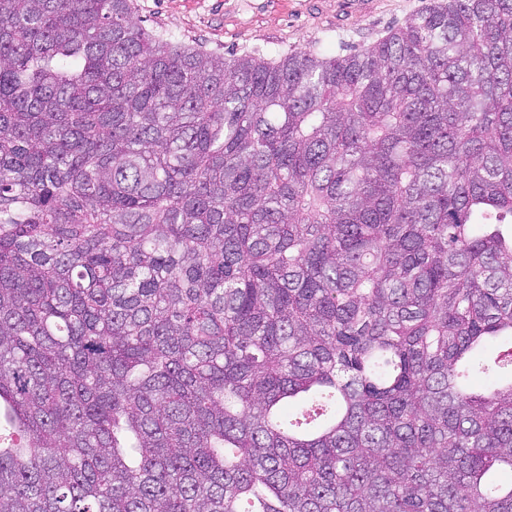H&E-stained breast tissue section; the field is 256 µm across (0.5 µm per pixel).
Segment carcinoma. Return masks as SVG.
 Masks as SVG:
<instances>
[{
	"label": "carcinoma",
	"mask_w": 512,
	"mask_h": 512,
	"mask_svg": "<svg viewBox=\"0 0 512 512\" xmlns=\"http://www.w3.org/2000/svg\"><path fill=\"white\" fill-rule=\"evenodd\" d=\"M0 512H512V0L215 54L0 0Z\"/></svg>",
	"instance_id": "cac0c4a2"
}]
</instances>
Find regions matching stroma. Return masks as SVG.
<instances>
[{
	"label": "stroma",
	"mask_w": 512,
	"mask_h": 512,
	"mask_svg": "<svg viewBox=\"0 0 512 512\" xmlns=\"http://www.w3.org/2000/svg\"><path fill=\"white\" fill-rule=\"evenodd\" d=\"M427 0H135L147 29L211 52L268 58L364 49Z\"/></svg>",
	"instance_id": "1"
}]
</instances>
